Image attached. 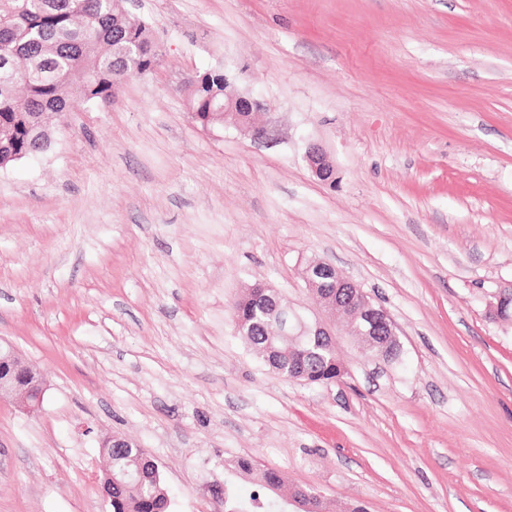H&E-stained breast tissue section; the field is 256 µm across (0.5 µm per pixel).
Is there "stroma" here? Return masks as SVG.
I'll use <instances>...</instances> for the list:
<instances>
[{
  "instance_id": "35a3bbf8",
  "label": "stroma",
  "mask_w": 512,
  "mask_h": 512,
  "mask_svg": "<svg viewBox=\"0 0 512 512\" xmlns=\"http://www.w3.org/2000/svg\"><path fill=\"white\" fill-rule=\"evenodd\" d=\"M126 8L151 73L0 169V345L47 381L37 412L0 402V512H111L112 435L155 460L168 512H224L239 458L368 512H512V0ZM217 67L263 100L264 138L191 118ZM314 258L389 312L402 363L339 326L347 375L309 385L238 337L255 283L316 315Z\"/></svg>"
}]
</instances>
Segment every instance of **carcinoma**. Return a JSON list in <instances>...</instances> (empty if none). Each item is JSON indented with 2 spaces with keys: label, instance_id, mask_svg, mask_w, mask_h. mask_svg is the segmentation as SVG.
Here are the masks:
<instances>
[{
  "label": "carcinoma",
  "instance_id": "1",
  "mask_svg": "<svg viewBox=\"0 0 512 512\" xmlns=\"http://www.w3.org/2000/svg\"><path fill=\"white\" fill-rule=\"evenodd\" d=\"M158 60L148 24L130 16L122 0H0V168L48 151L54 129L69 111L68 89L87 104L109 103L132 76L148 74ZM187 104L204 128L253 123L246 112L224 114V70L208 71L189 83ZM256 286L244 288L232 316L244 321L242 340L279 374L309 384H330L339 359L333 346L314 337L288 338L278 324L256 311ZM112 512H167L159 470L138 448L112 449ZM272 496L224 483V512H336L333 502L307 501L296 490L283 494L277 471L261 476Z\"/></svg>",
  "mask_w": 512,
  "mask_h": 512
}]
</instances>
